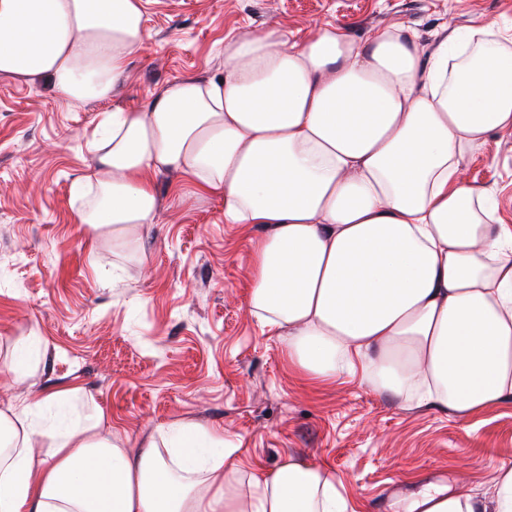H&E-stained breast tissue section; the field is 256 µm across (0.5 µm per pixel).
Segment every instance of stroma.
I'll return each mask as SVG.
<instances>
[{
	"instance_id": "stroma-1",
	"label": "stroma",
	"mask_w": 512,
	"mask_h": 512,
	"mask_svg": "<svg viewBox=\"0 0 512 512\" xmlns=\"http://www.w3.org/2000/svg\"><path fill=\"white\" fill-rule=\"evenodd\" d=\"M147 39L116 94L66 102L47 79L0 76V403L78 383L130 445L190 417L242 438L246 468L287 454L325 465L354 512H406L426 485L483 493L490 465L512 464V402L463 420L411 409L346 375L316 388L278 336L246 308L259 228L224 221V200L178 174L157 176L162 204L140 251L76 218L85 143L102 113L141 107L168 82L224 74V38L319 25L358 39L403 24L430 48L444 25L481 21L512 36V0H144ZM512 225V132L465 162ZM33 372L15 381L11 368Z\"/></svg>"
}]
</instances>
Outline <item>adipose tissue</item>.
I'll list each match as a JSON object with an SVG mask.
<instances>
[{
    "label": "adipose tissue",
    "mask_w": 512,
    "mask_h": 512,
    "mask_svg": "<svg viewBox=\"0 0 512 512\" xmlns=\"http://www.w3.org/2000/svg\"><path fill=\"white\" fill-rule=\"evenodd\" d=\"M147 38L143 0H0V74L105 100ZM87 143L80 223L143 243L175 172L258 226L248 310L289 364L325 385L467 418L512 398V226L463 176L512 132V38L485 22L421 53L404 25L365 40L333 24L303 43L224 39V74L105 114ZM242 443L177 420L137 447L85 388L0 405V512H347L336 477L286 455L244 469ZM409 512H512V465L490 493L433 489Z\"/></svg>",
    "instance_id": "obj_1"
}]
</instances>
